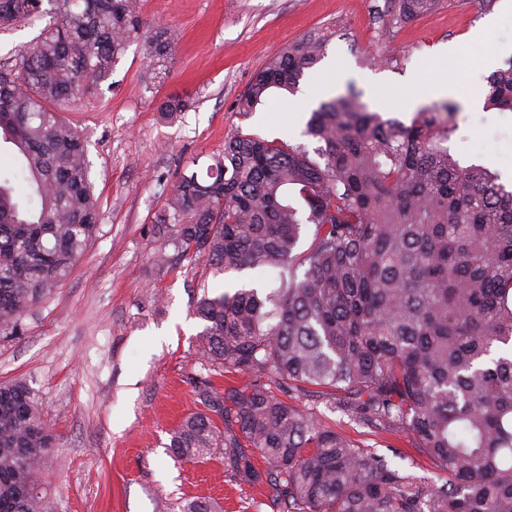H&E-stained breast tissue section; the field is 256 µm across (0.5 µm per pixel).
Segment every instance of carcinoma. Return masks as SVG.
Here are the masks:
<instances>
[{
  "mask_svg": "<svg viewBox=\"0 0 512 512\" xmlns=\"http://www.w3.org/2000/svg\"><path fill=\"white\" fill-rule=\"evenodd\" d=\"M439 0H387L389 36ZM140 0H0V29L49 23L0 66V136L20 157L35 203L0 183V336H18L98 231L85 141L62 106L97 89L136 41L158 82L169 30L144 36ZM308 33L253 77L247 115L274 90L294 92L326 54ZM512 111V58L484 90ZM167 97L159 110L184 112ZM457 107L436 101L410 124L369 109L350 86L311 111L290 146L251 135L185 168L155 215L178 255L220 270H279V286L199 298L200 356L244 375L220 389L190 383L204 410L169 448L218 454L242 483L267 485L279 512H512V189L451 153ZM310 246L297 250L302 226ZM326 389L331 406L375 431L410 434L434 460L426 482L282 398ZM53 434L25 382L0 384V512H53L37 474Z\"/></svg>",
  "mask_w": 512,
  "mask_h": 512,
  "instance_id": "carcinoma-1",
  "label": "carcinoma"
}]
</instances>
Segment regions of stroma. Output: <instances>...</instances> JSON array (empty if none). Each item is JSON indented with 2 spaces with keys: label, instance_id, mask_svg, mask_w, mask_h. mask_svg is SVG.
Wrapping results in <instances>:
<instances>
[{
  "label": "stroma",
  "instance_id": "35a3bbf8",
  "mask_svg": "<svg viewBox=\"0 0 512 512\" xmlns=\"http://www.w3.org/2000/svg\"><path fill=\"white\" fill-rule=\"evenodd\" d=\"M379 2L141 0L148 22L177 35L168 77L146 83L143 45L135 42L94 94L65 111L87 143L99 230L55 293L25 315L22 334L0 337V383L25 380L55 437L39 473L53 512H183L198 497L216 499L215 512H274L266 489L236 481L223 457L184 462L168 450L183 418L202 408L189 383L203 371L195 301L206 292L271 288L277 279L273 269L222 273L191 256L155 267V255L174 247L153 230L154 215L194 158L222 152L239 132L302 143L312 109L352 86L370 110L406 123L422 106L456 102L452 152L512 184V112L468 103L490 73L482 57L512 44L505 0L487 13L473 0H440L389 39L379 36ZM313 30L331 39L298 93L275 92L240 115L254 74ZM382 53L398 65H374ZM443 63L451 95L434 87ZM169 95L190 98L191 108L162 116L158 106ZM290 402L378 453L396 448L392 464L434 478L435 464L411 436L373 431L311 392L292 393Z\"/></svg>",
  "mask_w": 512,
  "mask_h": 512
}]
</instances>
